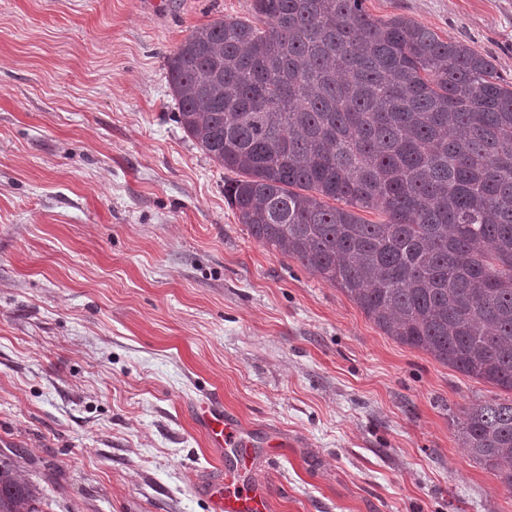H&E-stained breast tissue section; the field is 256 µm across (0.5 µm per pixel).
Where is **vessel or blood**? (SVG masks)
<instances>
[{
    "mask_svg": "<svg viewBox=\"0 0 512 512\" xmlns=\"http://www.w3.org/2000/svg\"><path fill=\"white\" fill-rule=\"evenodd\" d=\"M195 425L206 435L208 443L217 454H233L237 463L248 465V452L239 448L241 427L225 411L224 401L218 396H208L192 411ZM213 512H266L267 497L262 486L242 481L237 473L225 475V483L211 493Z\"/></svg>",
    "mask_w": 512,
    "mask_h": 512,
    "instance_id": "b4317fda",
    "label": "vessel or blood"
}]
</instances>
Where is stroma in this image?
Wrapping results in <instances>:
<instances>
[{
    "label": "stroma",
    "instance_id": "stroma-1",
    "mask_svg": "<svg viewBox=\"0 0 512 512\" xmlns=\"http://www.w3.org/2000/svg\"><path fill=\"white\" fill-rule=\"evenodd\" d=\"M364 7L512 80V0ZM224 16L252 0H0V440L44 512H213V390L268 512H512L457 428L495 388L261 246L177 122L166 58ZM195 425L206 435L208 443L214 452L222 456L231 453L237 463L247 468L250 456L245 448L238 449L241 427L233 417L224 411V401L220 396H208L193 408Z\"/></svg>",
    "mask_w": 512,
    "mask_h": 512
}]
</instances>
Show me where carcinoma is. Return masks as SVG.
<instances>
[{
  "mask_svg": "<svg viewBox=\"0 0 512 512\" xmlns=\"http://www.w3.org/2000/svg\"><path fill=\"white\" fill-rule=\"evenodd\" d=\"M364 0H253L167 56L184 132L262 246L343 290L386 335L512 392V82ZM381 219L368 221L361 211ZM512 492V399L463 411ZM0 454V512H43Z\"/></svg>",
  "mask_w": 512,
  "mask_h": 512,
  "instance_id": "obj_1",
  "label": "carcinoma"
}]
</instances>
